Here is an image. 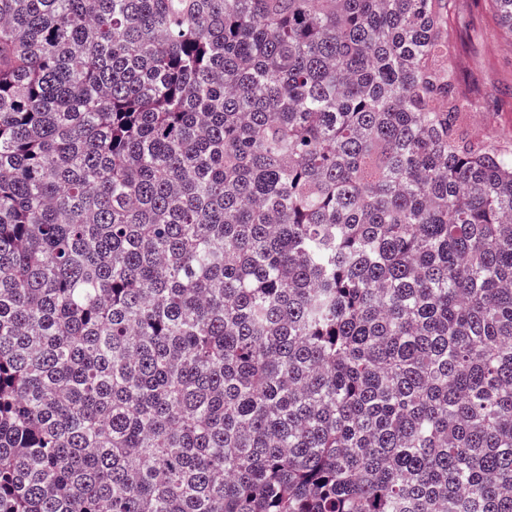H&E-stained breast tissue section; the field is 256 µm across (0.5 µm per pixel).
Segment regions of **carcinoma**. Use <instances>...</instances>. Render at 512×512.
<instances>
[{"mask_svg":"<svg viewBox=\"0 0 512 512\" xmlns=\"http://www.w3.org/2000/svg\"><path fill=\"white\" fill-rule=\"evenodd\" d=\"M457 2L0 0V512H512Z\"/></svg>","mask_w":512,"mask_h":512,"instance_id":"cac0c4a2","label":"carcinoma"}]
</instances>
